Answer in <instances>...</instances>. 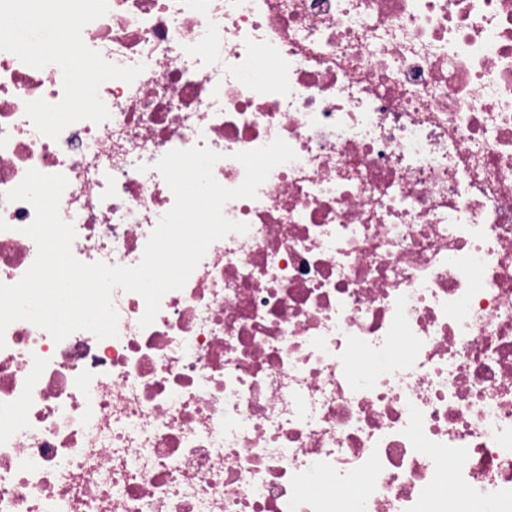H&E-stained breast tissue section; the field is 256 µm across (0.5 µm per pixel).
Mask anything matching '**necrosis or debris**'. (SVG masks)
Masks as SVG:
<instances>
[{"label":"necrosis or debris","mask_w":512,"mask_h":512,"mask_svg":"<svg viewBox=\"0 0 512 512\" xmlns=\"http://www.w3.org/2000/svg\"><path fill=\"white\" fill-rule=\"evenodd\" d=\"M108 2L84 44L144 70L102 122L38 132L62 70L0 51V283L37 256L1 198L28 170L67 178L76 259L133 266L165 153L228 188L296 158L150 326L120 289L113 338L9 325L0 512H512V0Z\"/></svg>","instance_id":"1"}]
</instances>
